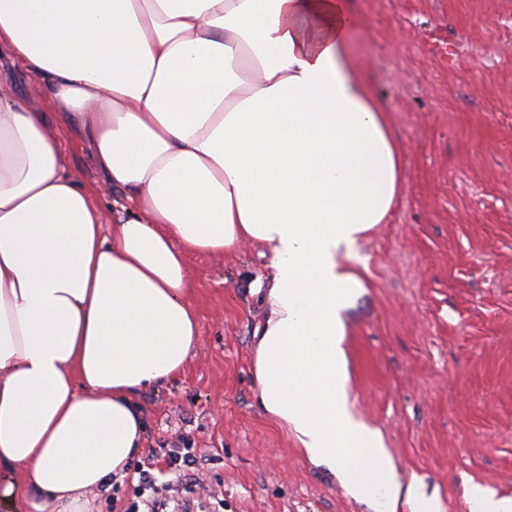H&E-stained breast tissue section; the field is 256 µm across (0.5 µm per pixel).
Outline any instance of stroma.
I'll use <instances>...</instances> for the list:
<instances>
[{
    "label": "stroma",
    "mask_w": 512,
    "mask_h": 512,
    "mask_svg": "<svg viewBox=\"0 0 512 512\" xmlns=\"http://www.w3.org/2000/svg\"><path fill=\"white\" fill-rule=\"evenodd\" d=\"M356 60L405 155L389 223L345 263L366 283L347 313L355 415L378 430L402 485L472 512L469 483L512 497V0H353ZM70 172L112 203L86 135L60 128ZM202 339L184 371L142 391L144 444L95 512L136 502L151 452L193 448L176 497L220 512H373L257 407L252 331L261 248L192 256Z\"/></svg>",
    "instance_id": "obj_1"
}]
</instances>
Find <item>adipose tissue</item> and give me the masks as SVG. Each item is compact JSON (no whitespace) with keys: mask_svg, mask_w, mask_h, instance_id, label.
I'll return each instance as SVG.
<instances>
[{"mask_svg":"<svg viewBox=\"0 0 512 512\" xmlns=\"http://www.w3.org/2000/svg\"><path fill=\"white\" fill-rule=\"evenodd\" d=\"M350 0H0V51L90 138L111 229L42 108L0 92V494L91 512L145 433L135 395L201 340L194 253L262 245L261 411L374 512L402 489L351 410L341 258L386 223L405 154L352 52Z\"/></svg>","mask_w":512,"mask_h":512,"instance_id":"1","label":"adipose tissue"}]
</instances>
